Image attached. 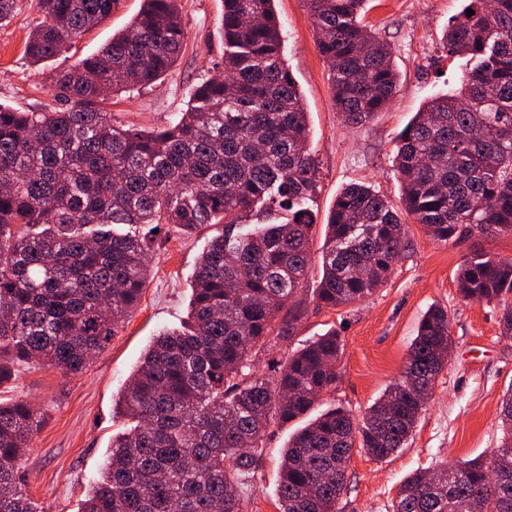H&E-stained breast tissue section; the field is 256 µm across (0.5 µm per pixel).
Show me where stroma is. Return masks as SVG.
<instances>
[{"mask_svg":"<svg viewBox=\"0 0 512 512\" xmlns=\"http://www.w3.org/2000/svg\"><path fill=\"white\" fill-rule=\"evenodd\" d=\"M365 25L393 51L399 87L391 104L366 125H345L336 112L328 67L306 0H276L283 25L284 57L304 98L311 129L309 146L317 166L313 209L325 221L341 188L352 181L374 186L392 205L401 192L393 168L397 136L433 95L458 88L462 62L444 52L441 37L462 0H373ZM143 0H120L112 15L73 44L68 53L32 63L24 52L31 29L43 19L37 0H18L11 20L0 25V103L22 110L58 107L56 79L95 54L137 16ZM186 41L173 67L146 88L121 93L106 105L119 124L153 130L186 109L194 88L212 77L224 56L222 0H180ZM218 226L186 233L163 229L137 309L84 371L65 374L45 367L19 369L0 386V398L25 399L45 414L23 459L21 476L43 512H77L101 474L112 438L127 424L116 402L155 335L180 326L191 298L197 260ZM408 245L388 281L364 301L335 309L313 297L316 280L294 296L303 314L290 337L250 359L257 374L270 361H286L309 339L336 330L344 341L335 390L324 406H340L362 417L384 389L400 377L409 346L426 311L447 307L453 348L435 382L407 445L385 460L354 449L348 489L340 512H392L404 480L414 470L484 458L500 436L499 413L512 388V338L502 336L499 309L464 300L457 272L474 252L512 258V236L492 233L448 245L428 237L421 225L407 227ZM293 425L271 428L263 439L262 463L248 482L244 512H277L281 453Z\"/></svg>","mask_w":512,"mask_h":512,"instance_id":"1","label":"stroma"}]
</instances>
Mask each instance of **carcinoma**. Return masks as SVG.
<instances>
[{
  "instance_id": "obj_1",
  "label": "carcinoma",
  "mask_w": 512,
  "mask_h": 512,
  "mask_svg": "<svg viewBox=\"0 0 512 512\" xmlns=\"http://www.w3.org/2000/svg\"><path fill=\"white\" fill-rule=\"evenodd\" d=\"M179 0H143L122 33L57 79L64 106L0 104V385L16 365L83 371L137 308L153 231L222 224L198 258L187 318L160 331L130 375L102 475L78 512H244L245 479L273 425L305 420L282 452L278 512H338L353 448L383 460L407 445L448 364L452 322L431 307L401 379L357 421L319 409L336 387L343 342L328 331L248 370L258 345L285 337L307 282L317 169L298 84L282 49L274 0H224V74L202 81L172 126L112 122L106 101L148 87L172 67L185 32ZM370 0H307L341 121L363 126L398 88L389 44L367 32ZM443 32L466 59L461 88L428 100L398 135L393 159L403 210L352 182L324 224L315 298L326 308L372 295L407 246L406 225L439 243L471 228L512 235V0H466ZM118 0H39L29 34L35 62L67 52ZM474 15H467V10ZM462 297L500 305L512 337V258L473 253L457 273ZM502 436L486 459L418 470L392 512H512V390ZM44 423L26 400L0 401V512H42L19 472ZM495 467L507 475L489 477Z\"/></svg>"
}]
</instances>
